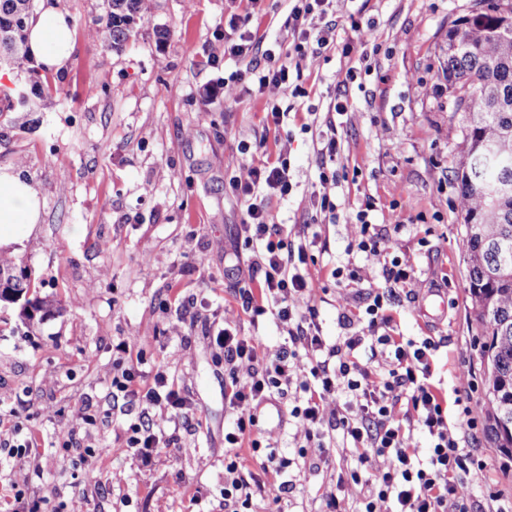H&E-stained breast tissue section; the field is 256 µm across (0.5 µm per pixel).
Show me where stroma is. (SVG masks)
I'll return each instance as SVG.
<instances>
[{"mask_svg":"<svg viewBox=\"0 0 512 512\" xmlns=\"http://www.w3.org/2000/svg\"><path fill=\"white\" fill-rule=\"evenodd\" d=\"M67 12L75 47L64 70L41 78L55 90L31 111H0V169L36 189L41 219L12 244L15 259L32 271L38 296L60 302L62 313L33 332L14 316L0 318V403L13 407L32 433L24 458L0 470V484L47 496L64 512H224V428L235 411L224 404V362L206 334L229 324L257 337L272 354L283 331L272 318L251 322L231 296L247 283L253 252L240 243L242 206L224 192L229 177L248 179L259 155H243L239 141L265 139L263 100L245 88L226 93V77L240 62L224 52V21L250 15L249 27L268 39L285 37L288 0H154L138 39L120 53L94 45L90 20L102 0H34ZM474 0H336L333 41L321 48L314 70L303 72V97L284 92L288 120L270 153L287 149L296 185L268 207L285 236L310 224L312 299L327 343L358 331L348 323L364 298L386 288L382 266L392 257L411 266L396 287L391 324L395 335L429 337L432 381L449 397L468 398L477 430L468 448L485 461V481H456L483 512L512 500V458L486 437L489 405L483 395L479 339L469 321L464 226L455 208L457 163L449 129L459 126L444 89L439 47L452 21L469 14ZM375 23L379 50L362 63L361 48L345 52L355 34L346 22ZM169 32L158 40L155 28ZM216 64H208V57ZM356 70L355 82L336 74ZM347 103L338 135L345 166L358 175L341 180L338 218L313 220L309 196L318 180V133L330 102ZM370 208L379 225L401 229L373 255L351 249L360 227L354 216ZM107 250H100V243ZM360 280L336 284L338 266ZM447 295L446 311L432 304V289ZM190 298L178 308L176 296ZM127 343L160 366L191 399L192 422L177 424L168 448L145 465L123 451L126 415L109 395L114 347ZM108 419L85 430L82 413ZM265 442L290 461L284 477L292 490L280 503L254 493L248 512H324L335 493L347 512H358L367 487L339 481L352 462L343 447L304 445L306 427L284 406L258 409ZM74 431L79 445L60 448ZM103 446V463L83 456Z\"/></svg>","mask_w":512,"mask_h":512,"instance_id":"obj_1","label":"stroma"}]
</instances>
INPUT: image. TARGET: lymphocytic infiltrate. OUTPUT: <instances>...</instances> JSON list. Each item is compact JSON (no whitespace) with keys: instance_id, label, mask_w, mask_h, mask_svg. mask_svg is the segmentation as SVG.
Here are the masks:
<instances>
[{"instance_id":"1","label":"lymphocytic infiltrate","mask_w":512,"mask_h":512,"mask_svg":"<svg viewBox=\"0 0 512 512\" xmlns=\"http://www.w3.org/2000/svg\"><path fill=\"white\" fill-rule=\"evenodd\" d=\"M332 0H289L284 23L293 64L282 62L274 49L263 48L245 20L230 17L224 42L231 56L247 61L244 76L248 91L265 100L266 127H282L287 114L279 106L283 91L304 95L296 70L314 67L317 50L329 41L330 30L313 28L312 20L328 15ZM346 103L329 106L325 129L319 138L323 144L319 166V188L311 195L316 214L335 216L336 188L340 174L336 159L340 154L336 119L344 115ZM291 161L286 152L252 167L247 181L230 179L234 198L244 206L237 235L246 244L256 246L255 258L248 266L247 285L235 288L233 297L251 320L270 316L286 331V337L274 354H265L257 338L239 335L227 326L213 334L224 355V402L237 417L224 430V445L229 450L250 446L261 459L260 474L244 475L238 462L224 469V507L226 512H240L253 491L267 492L274 502L290 493L291 484L282 474L288 462L273 446L255 438L258 407L282 399L289 416L308 427L306 445L329 448L342 441L356 460L368 453L389 454L392 469L369 477L358 468L348 469L347 478L365 483L369 493L360 512H379V504L395 499L398 512H475V502L455 481L457 472H471L482 480L485 464L470 451L460 449L449 439V425L462 433L475 430L477 422L463 398L448 401L431 383V356L437 345L432 338L414 341L392 335L389 308L394 285L406 282L410 271L399 259L384 264L382 272L389 287L371 294L364 310L355 319L361 328L344 341L328 344L319 322V311L311 301L306 267L313 245L308 231L302 230L288 240L276 224L267 206L269 197L288 198L295 189ZM117 359L112 372V400L123 406L139 405L140 411L124 431L126 451L143 462H151L158 449L170 443L152 408L162 407L169 421H189L193 414L190 400L158 370L140 374L128 367L129 350L125 344L115 347ZM379 352L386 365L380 380H373L365 351ZM249 363L247 373H240L241 363ZM344 396V410L335 421H326L323 402L330 395ZM407 402L414 415L413 427L426 433L430 446L426 456L410 447L407 427L395 417L399 402Z\"/></svg>"}]
</instances>
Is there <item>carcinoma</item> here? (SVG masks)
<instances>
[{"label": "carcinoma", "mask_w": 512, "mask_h": 512, "mask_svg": "<svg viewBox=\"0 0 512 512\" xmlns=\"http://www.w3.org/2000/svg\"><path fill=\"white\" fill-rule=\"evenodd\" d=\"M153 0H103V14L88 26V36L120 52L150 19ZM32 0H0V65L28 76L42 87L31 67L26 27ZM441 70L453 109L465 123L453 128L459 155L455 171V209L465 228L470 314L481 336L488 400V432L494 447L512 452V157L494 159L489 146L512 138V0H476L471 14L448 27L441 47ZM31 272L0 254V302L30 293ZM61 313L34 297L18 308L32 328L34 313Z\"/></svg>", "instance_id": "cac0c4a2"}]
</instances>
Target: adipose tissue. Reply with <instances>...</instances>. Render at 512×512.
<instances>
[{"instance_id": "1", "label": "adipose tissue", "mask_w": 512, "mask_h": 512, "mask_svg": "<svg viewBox=\"0 0 512 512\" xmlns=\"http://www.w3.org/2000/svg\"><path fill=\"white\" fill-rule=\"evenodd\" d=\"M29 53L45 68L66 66L73 51V25L55 8L41 11L28 27ZM41 217L33 187L19 176L0 172V244L18 240Z\"/></svg>"}]
</instances>
